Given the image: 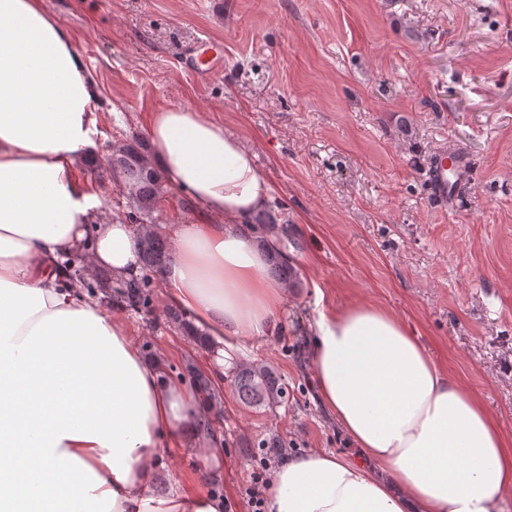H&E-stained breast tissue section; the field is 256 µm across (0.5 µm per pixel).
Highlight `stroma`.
<instances>
[{
    "instance_id": "1",
    "label": "stroma",
    "mask_w": 512,
    "mask_h": 512,
    "mask_svg": "<svg viewBox=\"0 0 512 512\" xmlns=\"http://www.w3.org/2000/svg\"><path fill=\"white\" fill-rule=\"evenodd\" d=\"M100 89L99 164L146 140L163 108L207 113L253 150L277 192L301 285L271 335L236 362L271 366L286 404L249 408L232 390L213 414L218 479L175 449L165 471L220 487L228 512L294 453H357L315 386L317 309L378 306L512 434V0H43ZM224 45L200 81L186 54ZM470 178L446 207L425 170L441 150ZM150 314L121 309L142 352L205 369L208 351L171 324L161 281Z\"/></svg>"
}]
</instances>
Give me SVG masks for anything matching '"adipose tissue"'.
I'll use <instances>...</instances> for the list:
<instances>
[{
    "label": "adipose tissue",
    "instance_id": "adipose-tissue-1",
    "mask_svg": "<svg viewBox=\"0 0 512 512\" xmlns=\"http://www.w3.org/2000/svg\"><path fill=\"white\" fill-rule=\"evenodd\" d=\"M99 94L42 0H0V512H225L222 497L161 476L173 448L219 473L199 403L124 319L62 284L65 256L118 278L139 271L137 230L103 222L78 174L97 147ZM147 136L168 184L199 205L169 229L162 283L205 332L220 386L226 350L271 334L288 296L248 227L276 188L206 113H152ZM313 358L320 400L361 460L284 458L269 512H503L512 440L408 325L372 305L319 314Z\"/></svg>",
    "mask_w": 512,
    "mask_h": 512
}]
</instances>
